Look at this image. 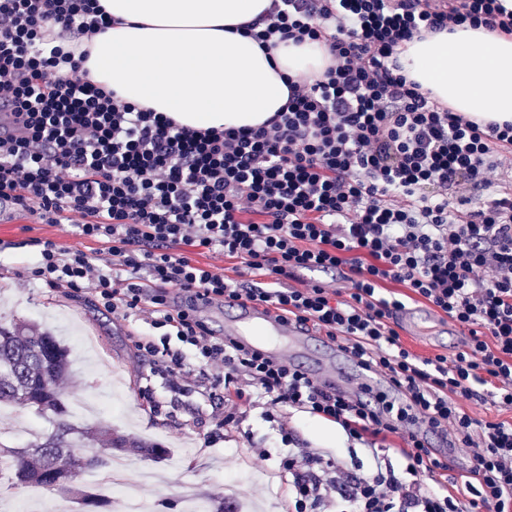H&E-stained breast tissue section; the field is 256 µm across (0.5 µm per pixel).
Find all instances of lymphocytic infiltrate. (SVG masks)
<instances>
[{
  "instance_id": "f902f5d3",
  "label": "lymphocytic infiltrate",
  "mask_w": 512,
  "mask_h": 512,
  "mask_svg": "<svg viewBox=\"0 0 512 512\" xmlns=\"http://www.w3.org/2000/svg\"><path fill=\"white\" fill-rule=\"evenodd\" d=\"M512 35L502 0H273L246 30L262 47L323 43V77L290 84L287 104L256 128L179 126L93 82L88 50L60 35L111 28L98 0H0V212L37 213L104 244L109 261L38 241L28 278L87 288L113 315L148 317L160 340L136 337L141 356L188 386L196 366L230 407L259 394L307 412L375 447L395 435V472L358 475L296 447L279 474L289 512H512V423L480 421L460 406L512 409V123L485 125L453 111L401 72L398 53L424 32L462 24ZM492 194L476 201L478 190ZM218 250L254 274L247 285L198 264ZM346 272V298L302 270ZM403 286L469 338L455 358L421 357L394 327ZM208 302L266 304L311 326L400 387L406 406H372L261 351L214 336L173 291ZM446 447L465 445L461 480L437 481Z\"/></svg>"
}]
</instances>
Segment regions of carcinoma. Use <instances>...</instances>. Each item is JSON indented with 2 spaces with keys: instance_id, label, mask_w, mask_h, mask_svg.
Returning <instances> with one entry per match:
<instances>
[{
  "instance_id": "obj_1",
  "label": "carcinoma",
  "mask_w": 512,
  "mask_h": 512,
  "mask_svg": "<svg viewBox=\"0 0 512 512\" xmlns=\"http://www.w3.org/2000/svg\"><path fill=\"white\" fill-rule=\"evenodd\" d=\"M68 375L69 350L52 332L33 324L0 323V405L49 414L55 423L54 432L35 436L24 448L0 446V456L13 460V484L64 489L67 482L56 481L54 475L60 461L80 459L86 455L84 449L95 446L104 450L106 460L118 455L169 459L171 451L162 443L106 426L75 423L59 386ZM197 498L206 512H242V504L233 498L219 502L203 492Z\"/></svg>"
}]
</instances>
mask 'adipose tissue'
<instances>
[{
  "label": "adipose tissue",
  "instance_id": "1",
  "mask_svg": "<svg viewBox=\"0 0 512 512\" xmlns=\"http://www.w3.org/2000/svg\"><path fill=\"white\" fill-rule=\"evenodd\" d=\"M114 23L95 36L92 80L192 129L257 127L288 99V85L331 63L319 42L264 50L244 27L272 0H99ZM409 79L484 124L512 122V39L470 25L404 45Z\"/></svg>",
  "mask_w": 512,
  "mask_h": 512
}]
</instances>
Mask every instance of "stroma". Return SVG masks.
Segmentation results:
<instances>
[{
	"label": "stroma",
	"mask_w": 512,
	"mask_h": 512,
	"mask_svg": "<svg viewBox=\"0 0 512 512\" xmlns=\"http://www.w3.org/2000/svg\"><path fill=\"white\" fill-rule=\"evenodd\" d=\"M51 238L63 248L79 244L99 252L102 244L80 242L71 227L39 223L36 215L12 213L0 216V321L29 322L49 327L64 344L73 337L92 338L94 344L83 354L73 355L75 374L63 379L61 388L72 403L74 421L126 429L164 443L173 453L172 461L142 460L125 471L126 488L141 485L145 470L159 474L163 483L148 492L150 512H183L182 495L187 487L206 492L216 500L233 495L239 501L257 503L260 512H283L288 489L274 476L288 451L281 440V428L294 431L300 447L314 448L358 474L381 467L402 469L403 461L393 453L371 458L349 443L316 435L318 417L302 413L275 412L267 416L259 404L236 415L224 429H216L213 418L224 405L209 390V373L201 369L192 387L173 389L151 363L136 357L129 338L131 330L150 333L146 321L130 324L113 319L98 305L90 290L49 288L29 281L27 268L33 261L35 240ZM429 341L401 331L405 346L415 354L430 357L445 354L462 344L457 327L447 319L432 324ZM282 355L295 365H304L325 380H337L347 363L321 342L299 347L284 345ZM32 419L37 431H53L50 417L11 406L0 407V443L23 447L27 438L22 419ZM61 505L62 512H112L111 507H87L72 495L43 487H17L0 473V512H13L21 500Z\"/></svg>",
	"instance_id": "obj_1"
}]
</instances>
